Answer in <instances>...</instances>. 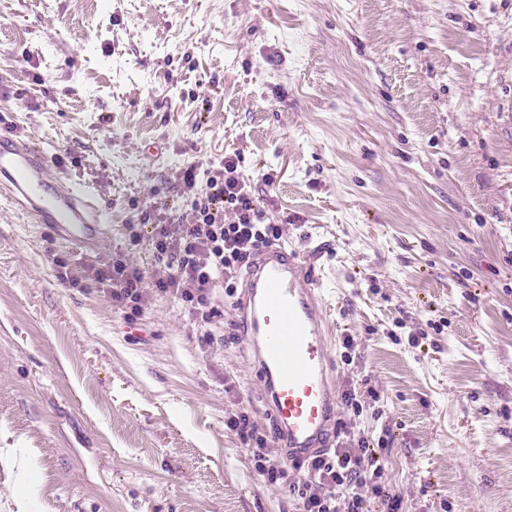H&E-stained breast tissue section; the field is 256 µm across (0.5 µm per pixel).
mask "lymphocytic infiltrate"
<instances>
[{"label": "lymphocytic infiltrate", "instance_id": "obj_1", "mask_svg": "<svg viewBox=\"0 0 512 512\" xmlns=\"http://www.w3.org/2000/svg\"><path fill=\"white\" fill-rule=\"evenodd\" d=\"M238 160L225 156L212 163L205 181H198L196 167L182 170V189L190 198L186 224L129 225L132 242L148 239L165 273L147 279L144 272L121 258L90 268L88 276L64 272L72 286L89 278L100 285L118 310L141 314L150 294L173 297L182 305L208 341H215L219 311L213 304L217 289L233 292L251 253L259 247L280 243L285 228L262 223L252 187L238 173ZM227 429L246 445L254 470L267 482L282 479L285 471L268 451V438L260 433L248 410L228 417ZM381 451L363 433L345 430L335 448L306 466L298 485L297 512H369L377 500L383 512H400L402 498L383 482Z\"/></svg>", "mask_w": 512, "mask_h": 512}]
</instances>
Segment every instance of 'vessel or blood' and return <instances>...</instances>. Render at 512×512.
I'll return each mask as SVG.
<instances>
[{
    "label": "vessel or blood",
    "mask_w": 512,
    "mask_h": 512,
    "mask_svg": "<svg viewBox=\"0 0 512 512\" xmlns=\"http://www.w3.org/2000/svg\"><path fill=\"white\" fill-rule=\"evenodd\" d=\"M0 193L80 252L95 253L108 232L98 197L85 187L67 185L41 150L12 133L0 134ZM232 304L278 427L275 445L287 464L328 451L336 441L339 392L314 264L283 244L261 248L248 262Z\"/></svg>",
    "instance_id": "b4317fda"
}]
</instances>
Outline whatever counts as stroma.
Masks as SVG:
<instances>
[{
    "mask_svg": "<svg viewBox=\"0 0 512 512\" xmlns=\"http://www.w3.org/2000/svg\"><path fill=\"white\" fill-rule=\"evenodd\" d=\"M0 129L127 227L189 221L179 173L239 154L268 222L323 269L336 419L386 437L402 512H512V0H0ZM90 257L0 203V489L28 512H296L224 421L269 415L227 341L153 296L135 322ZM353 337L344 349V337Z\"/></svg>",
    "mask_w": 512,
    "mask_h": 512,
    "instance_id": "35a3bbf8",
    "label": "stroma"
}]
</instances>
